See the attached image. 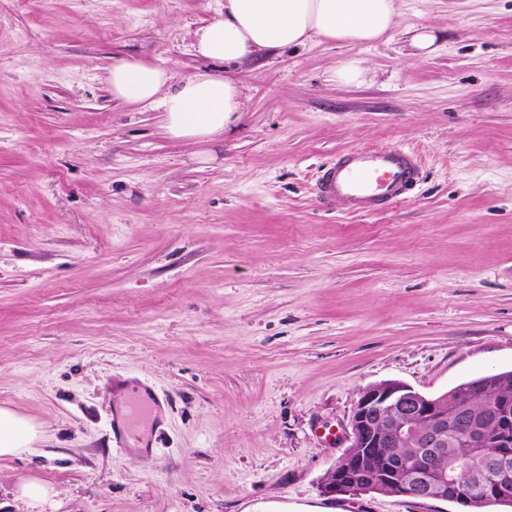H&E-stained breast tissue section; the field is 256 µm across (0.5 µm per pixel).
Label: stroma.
I'll return each instance as SVG.
<instances>
[{
    "label": "stroma",
    "mask_w": 512,
    "mask_h": 512,
    "mask_svg": "<svg viewBox=\"0 0 512 512\" xmlns=\"http://www.w3.org/2000/svg\"><path fill=\"white\" fill-rule=\"evenodd\" d=\"M222 3L0 0V407L40 431L0 458V512L28 478L57 512H459L319 485L363 388L512 370V0H400L376 42L229 67L217 143L113 100L121 60L206 68L192 32ZM392 145L420 159L410 197H316L338 152ZM138 384L145 452L110 427Z\"/></svg>",
    "instance_id": "obj_1"
}]
</instances>
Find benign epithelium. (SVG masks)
<instances>
[{"mask_svg": "<svg viewBox=\"0 0 512 512\" xmlns=\"http://www.w3.org/2000/svg\"><path fill=\"white\" fill-rule=\"evenodd\" d=\"M459 435L473 448H498L507 437L506 423L494 412L475 415L455 391L428 396L396 382L371 385L360 393L347 433L349 445L332 467L333 477L321 482L320 493L334 498L368 492L345 480L349 467L365 459L386 473L384 482L396 491L394 497L445 501L448 489L456 486L459 461L448 460L446 470L439 461ZM400 444L413 449L405 463L388 453Z\"/></svg>", "mask_w": 512, "mask_h": 512, "instance_id": "7a95c632", "label": "benign epithelium"}]
</instances>
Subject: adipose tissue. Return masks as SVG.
I'll use <instances>...</instances> for the list:
<instances>
[{
    "label": "adipose tissue",
    "mask_w": 512,
    "mask_h": 512,
    "mask_svg": "<svg viewBox=\"0 0 512 512\" xmlns=\"http://www.w3.org/2000/svg\"><path fill=\"white\" fill-rule=\"evenodd\" d=\"M396 5L397 0H224L215 17L195 30L192 47L205 60L233 64L314 39L372 43L393 30ZM106 81L114 100L162 113L174 139H221L243 110L236 82L207 69L179 78L153 62L125 59L113 64ZM37 436L30 420L0 408V458L30 452Z\"/></svg>",
    "instance_id": "1"
}]
</instances>
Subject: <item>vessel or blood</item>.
I'll list each match as a JSON object with an SVG mask.
<instances>
[{"label":"vessel or blood","mask_w":512,"mask_h":512,"mask_svg":"<svg viewBox=\"0 0 512 512\" xmlns=\"http://www.w3.org/2000/svg\"><path fill=\"white\" fill-rule=\"evenodd\" d=\"M419 178L417 156L401 146L355 149L340 153L320 177L321 200L338 203L350 213H369L386 201L403 198ZM154 406L153 400L134 396L123 420L113 421L116 440L140 442L139 421Z\"/></svg>","instance_id":"obj_1"}]
</instances>
